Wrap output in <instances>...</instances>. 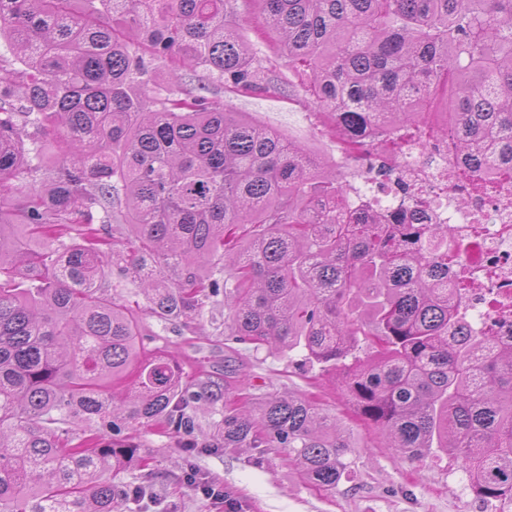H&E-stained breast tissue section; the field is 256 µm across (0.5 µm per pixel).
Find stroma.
<instances>
[{"label": "stroma", "mask_w": 512, "mask_h": 512, "mask_svg": "<svg viewBox=\"0 0 512 512\" xmlns=\"http://www.w3.org/2000/svg\"><path fill=\"white\" fill-rule=\"evenodd\" d=\"M236 9L240 31L263 68L292 83L294 91L288 97L228 93L225 103L251 121L299 141L325 169H335L341 146L323 131L302 76L289 69L287 58L277 51L253 0H238ZM116 293L135 295L143 309L147 348L171 352L193 382L220 379L229 371L234 381L245 382L259 396L292 392L321 397L350 430L353 447L348 459L354 468L349 479L324 492L303 480L285 452L225 448L189 455L175 437L147 429L139 432L138 440L141 454L149 458L148 466L114 472L112 480L144 487L150 497L123 503L118 512H224L221 505L186 484L185 473L191 466L199 481L231 492L243 512H500V503L476 496L454 457L440 453L411 462L386 448L377 431L364 427L345 409L320 367L302 365L301 350L278 353L235 343L223 298L207 301L200 320L184 327L162 323L147 313L148 301L136 293L134 285L119 287Z\"/></svg>", "instance_id": "1"}]
</instances>
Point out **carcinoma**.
<instances>
[{"label":"carcinoma","mask_w":512,"mask_h":512,"mask_svg":"<svg viewBox=\"0 0 512 512\" xmlns=\"http://www.w3.org/2000/svg\"><path fill=\"white\" fill-rule=\"evenodd\" d=\"M234 2L0 0V512L141 499L105 473L148 465L151 426L184 448L280 449L322 491L350 474V434L293 393L241 388L198 442L197 410L225 390L145 349L114 274L161 321L224 295L236 341L302 349L387 447L449 454L512 505V342L486 349L448 301L447 227L348 210L301 143L191 84L285 93ZM256 2L345 153L440 130L475 189L512 174V0ZM434 107L448 125L427 126Z\"/></svg>","instance_id":"cac0c4a2"}]
</instances>
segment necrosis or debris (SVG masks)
<instances>
[{
    "mask_svg": "<svg viewBox=\"0 0 512 512\" xmlns=\"http://www.w3.org/2000/svg\"><path fill=\"white\" fill-rule=\"evenodd\" d=\"M380 164L409 187L414 201L406 212L413 224L447 225L453 239L464 241L448 280V294L474 335L487 346L512 338V178L498 180L493 194L469 196L455 157L434 146L413 145Z\"/></svg>",
    "mask_w": 512,
    "mask_h": 512,
    "instance_id": "1",
    "label": "necrosis or debris"
}]
</instances>
